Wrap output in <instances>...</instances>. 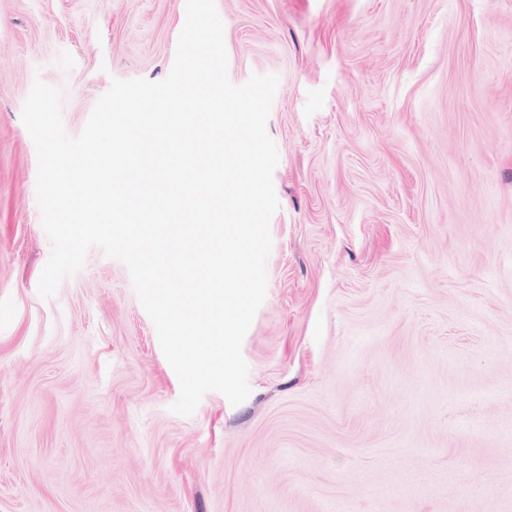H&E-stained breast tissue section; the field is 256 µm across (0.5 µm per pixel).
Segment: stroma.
Returning a JSON list of instances; mask_svg holds the SVG:
<instances>
[{
    "instance_id": "obj_1",
    "label": "stroma",
    "mask_w": 512,
    "mask_h": 512,
    "mask_svg": "<svg viewBox=\"0 0 512 512\" xmlns=\"http://www.w3.org/2000/svg\"><path fill=\"white\" fill-rule=\"evenodd\" d=\"M275 74L249 398L179 380L126 265L52 251L21 121L164 79L184 0H0V512H512V0H215Z\"/></svg>"
}]
</instances>
